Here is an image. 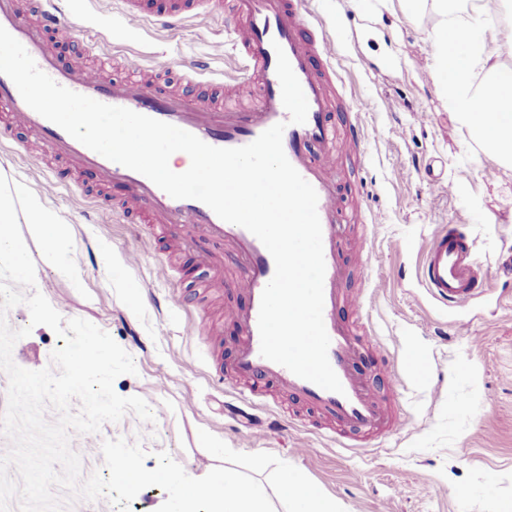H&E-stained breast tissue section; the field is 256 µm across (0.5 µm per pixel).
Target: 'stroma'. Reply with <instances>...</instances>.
<instances>
[{"label": "stroma", "mask_w": 512, "mask_h": 512, "mask_svg": "<svg viewBox=\"0 0 512 512\" xmlns=\"http://www.w3.org/2000/svg\"><path fill=\"white\" fill-rule=\"evenodd\" d=\"M314 23L323 24L344 80L341 108L366 104L364 206L374 221L367 239L376 254L364 271L358 246L348 245L353 290H366L367 312L379 342L365 346L362 369L379 375L382 362L414 352L425 374L401 373V427L382 439L344 448L304 426L272 425L276 402L255 406L209 381L215 356L230 358L240 329L227 306L245 297L234 286L235 261L217 260L223 294L207 291L212 272L197 268L190 251L180 269L163 278L166 244L138 229L112 207L122 187L64 186L46 193L45 165L37 164L24 132L0 137V175L24 183L69 226L82 267V289L40 261L35 239L36 288L63 319H85L133 358L136 374L114 382L122 397L143 398L155 419L126 413L99 432L72 434L82 474L105 472L104 441L140 444L154 469L167 453L194 478L223 466L251 474L272 488L276 474L300 473L341 512H512V167L491 158L459 126L431 74V11L405 15L397 0H309ZM63 29L48 35L59 60L81 62L104 77L124 78V59L138 56L163 84L218 104L256 103V81L243 80L241 63L217 14L177 27L151 21L130 28L119 0H68ZM206 62L211 79L183 82L184 70ZM428 122H421V114ZM461 224L476 254L495 276L493 292L459 313L436 302L422 286L418 267L438 227ZM134 252L137 265H127ZM222 319L219 338L203 335L196 305ZM466 335L451 334L458 319ZM12 358L25 369L52 367L64 342L47 326H31ZM378 393L386 386L378 382Z\"/></svg>", "instance_id": "stroma-1"}]
</instances>
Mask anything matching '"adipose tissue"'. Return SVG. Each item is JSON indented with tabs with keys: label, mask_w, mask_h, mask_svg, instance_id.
<instances>
[{
	"label": "adipose tissue",
	"mask_w": 512,
	"mask_h": 512,
	"mask_svg": "<svg viewBox=\"0 0 512 512\" xmlns=\"http://www.w3.org/2000/svg\"><path fill=\"white\" fill-rule=\"evenodd\" d=\"M403 13L430 9L439 18L433 34L434 73L440 94L460 126L499 163L512 166V68L502 55L512 48V24L499 15L506 0H399ZM488 100L490 117L474 112ZM277 492L289 512H339L334 499L320 493L298 474L285 471Z\"/></svg>",
	"instance_id": "ef3b65f1"
}]
</instances>
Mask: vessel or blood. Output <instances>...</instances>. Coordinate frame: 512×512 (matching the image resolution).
Returning a JSON list of instances; mask_svg holds the SVG:
<instances>
[{
    "mask_svg": "<svg viewBox=\"0 0 512 512\" xmlns=\"http://www.w3.org/2000/svg\"><path fill=\"white\" fill-rule=\"evenodd\" d=\"M212 0H121L125 20L137 29L155 18L168 25L208 11ZM43 23H25L17 0H0V26L14 36L39 69L59 85L99 102L125 107L175 125L218 148L250 144L265 130L285 123L283 149L295 169L317 192L325 260L323 319L330 337L329 362L344 391L336 393L302 379L260 354L258 316L262 292L275 272L264 245L245 228L219 218L204 203L175 199L144 175L114 163L87 148L58 125L31 109L12 80L0 74V108L8 112V127L33 134L42 157L64 159L66 170H50L45 188L55 191L73 178L89 174L99 184L125 187L121 209L129 217H147L161 225L177 245L198 244L196 264L214 263V247H228L239 275L235 286L247 298L245 306L229 308L241 337L229 363H215L216 382L248 398L260 397V383L269 382L316 414L320 435L339 440L352 435L380 438L394 423L390 406L374 394L360 364L362 343L356 326L367 325L366 300L348 286L343 247L348 226L343 221V198L337 178L340 155H347L354 170L365 164V131L354 104L343 125H336L337 110L331 90L335 76V50L309 18L306 0H234L231 29L240 50L245 74L258 77L262 95L249 109L220 108L198 99L171 94L151 82L105 80L80 64H61L43 46L45 27L58 24L61 0H38ZM284 50L308 101L305 123L293 124L282 103L276 74L277 50ZM419 279L429 294L448 308L463 311L488 293L491 273L478 259L472 243L448 226L430 243Z\"/></svg>",
    "mask_w": 512,
    "mask_h": 512,
    "instance_id": "b4317fda",
    "label": "vessel or blood"
}]
</instances>
